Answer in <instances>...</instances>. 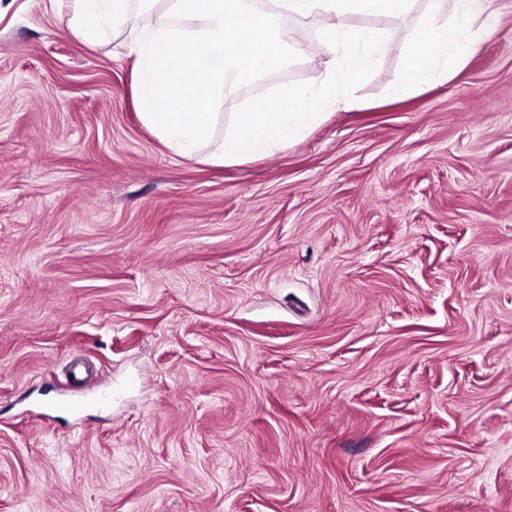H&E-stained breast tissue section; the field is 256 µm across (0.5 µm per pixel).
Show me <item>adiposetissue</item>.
Returning <instances> with one entry per match:
<instances>
[{
    "instance_id": "adipose-tissue-1",
    "label": "adipose tissue",
    "mask_w": 512,
    "mask_h": 512,
    "mask_svg": "<svg viewBox=\"0 0 512 512\" xmlns=\"http://www.w3.org/2000/svg\"><path fill=\"white\" fill-rule=\"evenodd\" d=\"M494 0H428V15L412 41L398 93H405L431 79L447 77L449 66L466 64L489 34L488 17ZM449 22H436L441 12Z\"/></svg>"
}]
</instances>
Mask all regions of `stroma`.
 <instances>
[{
    "label": "stroma",
    "instance_id": "35a3bbf8",
    "mask_svg": "<svg viewBox=\"0 0 512 512\" xmlns=\"http://www.w3.org/2000/svg\"><path fill=\"white\" fill-rule=\"evenodd\" d=\"M427 9L348 17L389 42L349 105L221 166L124 33L0 0V512H512V0L394 95ZM282 29L264 84L321 82Z\"/></svg>",
    "mask_w": 512,
    "mask_h": 512
}]
</instances>
